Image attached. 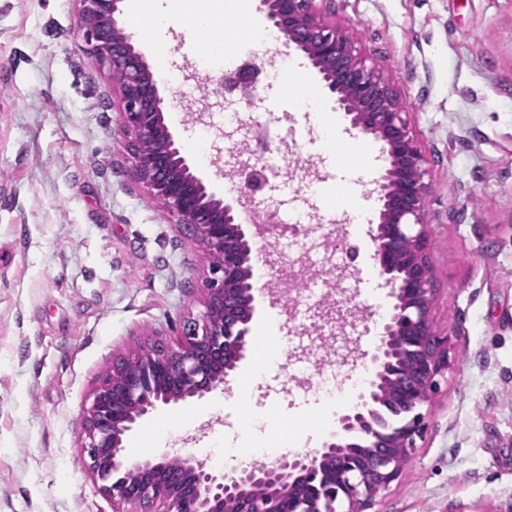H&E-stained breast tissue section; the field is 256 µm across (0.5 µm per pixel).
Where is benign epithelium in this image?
Returning <instances> with one entry per match:
<instances>
[{"label":"benign epithelium","instance_id":"benign-epithelium-1","mask_svg":"<svg viewBox=\"0 0 512 512\" xmlns=\"http://www.w3.org/2000/svg\"><path fill=\"white\" fill-rule=\"evenodd\" d=\"M80 2L76 27L94 63L108 68L120 86V114L135 136L136 178L207 252L221 256L201 317L175 341L146 342L101 376L84 418L89 468L119 512H365L400 477L401 460L426 428L420 408L448 370V337L434 331L431 319L436 288L424 222L426 158L391 81L366 64L351 36L326 19L319 0H260L284 49L305 55L351 126L381 142L388 159L377 180L380 208L370 236L393 303L354 410L338 418L336 433L321 447L240 470L208 468L192 455L130 460L124 438L143 418L161 405L224 389L249 354L256 310L250 260L258 229L242 223L235 206L182 155L165 123L168 101L159 81L117 26L123 0ZM263 188L259 175H250L238 198L253 200ZM378 405L405 420L389 431L377 426ZM173 459L180 462L177 471ZM259 485L266 488L261 496L253 493Z\"/></svg>","mask_w":512,"mask_h":512}]
</instances>
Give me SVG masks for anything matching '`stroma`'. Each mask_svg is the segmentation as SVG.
Segmentation results:
<instances>
[{
    "instance_id": "stroma-1",
    "label": "stroma",
    "mask_w": 512,
    "mask_h": 512,
    "mask_svg": "<svg viewBox=\"0 0 512 512\" xmlns=\"http://www.w3.org/2000/svg\"><path fill=\"white\" fill-rule=\"evenodd\" d=\"M78 0H0V512H112L85 468L83 413L114 358L144 341H174L204 310L213 258L152 198L133 170L134 135L119 114V88L96 66L74 25ZM328 20L346 27L368 63L399 94L426 157L425 221L438 294L432 322L449 335L453 363L422 406L427 430L398 481L368 512H512V0H332ZM171 101L166 122L186 157L225 200L236 198L239 148L261 122L275 135L269 157L292 181L270 179L256 197L283 220L285 260L342 264L322 240L332 224L359 248L344 305L362 317L329 335L318 304L323 284L304 287L294 321L263 333L269 308L257 297L253 346L276 347L247 419L233 391L161 407L126 439L127 454H190L242 468L225 439L270 429L269 414L319 447L356 397L326 406L313 387H287L322 355L358 348L370 364L389 288L364 226L306 188L303 160L326 185H351L354 205L376 202L364 158L386 161L330 97L323 111L354 140L335 163L311 113L261 74L249 101L221 93L199 116L180 103L195 94L184 76L203 39L190 11L159 0L142 22L121 15ZM163 53H154V46ZM243 115L240 126L226 116Z\"/></svg>"
}]
</instances>
